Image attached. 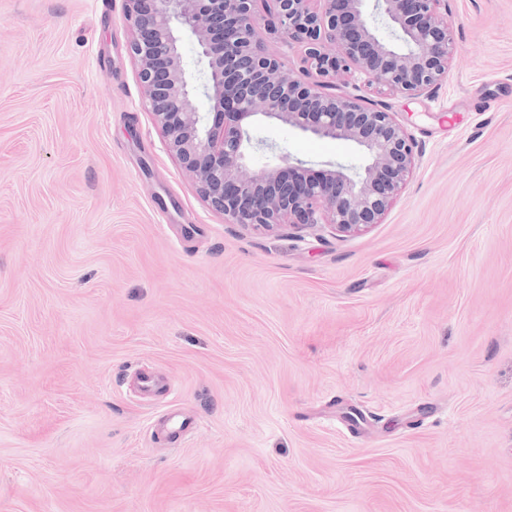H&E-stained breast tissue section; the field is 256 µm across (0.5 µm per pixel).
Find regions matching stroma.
Returning a JSON list of instances; mask_svg holds the SVG:
<instances>
[{"label": "stroma", "mask_w": 512, "mask_h": 512, "mask_svg": "<svg viewBox=\"0 0 512 512\" xmlns=\"http://www.w3.org/2000/svg\"><path fill=\"white\" fill-rule=\"evenodd\" d=\"M124 13L0 0V512H512V0H448L429 94L338 81L419 150L348 236L225 223L145 107ZM169 410L175 441L149 428Z\"/></svg>", "instance_id": "1"}]
</instances>
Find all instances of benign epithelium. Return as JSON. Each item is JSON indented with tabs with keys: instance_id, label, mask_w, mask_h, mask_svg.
<instances>
[{
	"instance_id": "benign-epithelium-1",
	"label": "benign epithelium",
	"mask_w": 512,
	"mask_h": 512,
	"mask_svg": "<svg viewBox=\"0 0 512 512\" xmlns=\"http://www.w3.org/2000/svg\"><path fill=\"white\" fill-rule=\"evenodd\" d=\"M136 60L155 126L201 197L228 224L352 234L381 223L416 167L404 121L361 95L333 92L348 74L379 93L416 97L445 78L455 50L448 0H126ZM389 35L380 31V26ZM194 39L204 82H190L179 33ZM302 51L294 69L266 47ZM209 102L213 121L199 112ZM286 125L354 143L364 164L316 170L302 160L249 169L252 126Z\"/></svg>"
}]
</instances>
